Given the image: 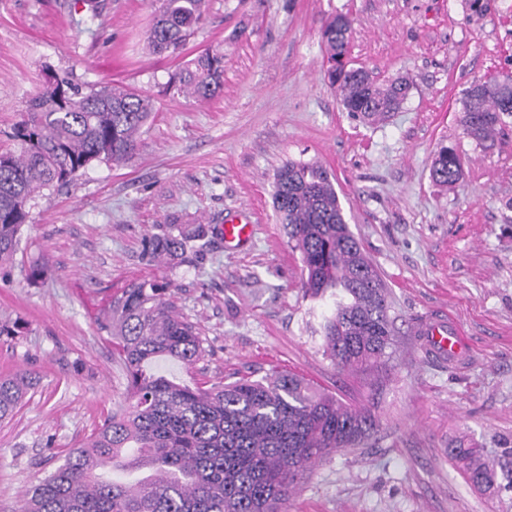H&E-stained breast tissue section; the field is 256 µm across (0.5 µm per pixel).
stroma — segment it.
<instances>
[{"label": "stroma", "instance_id": "stroma-1", "mask_svg": "<svg viewBox=\"0 0 512 512\" xmlns=\"http://www.w3.org/2000/svg\"><path fill=\"white\" fill-rule=\"evenodd\" d=\"M0 0V148L46 68L82 84L123 83L153 97L137 148L38 197L14 266L0 274V376L37 379L0 421V512L65 453L127 409V378L96 319L135 278L170 285L206 354L155 372L206 386L272 371L304 377L375 420L370 437L307 471L286 512H512V488L473 489L448 444L512 448V118L479 143L460 124L476 81L512 78V0H209L182 56L150 54L163 0ZM352 20L350 60L382 80L408 77L402 111L379 122L345 112L323 80L324 22ZM224 54V88L198 100L167 86L185 58ZM464 176L433 184L440 145ZM319 161L336 177L345 219L388 286L395 351L379 378L340 370L320 334L326 302L302 287L299 250L276 221L271 184L288 161ZM254 226L224 248L226 218ZM210 225L203 252L155 264L146 238ZM43 283L25 278L30 261ZM459 326L464 360L426 353L423 320Z\"/></svg>", "mask_w": 512, "mask_h": 512}]
</instances>
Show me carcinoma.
Instances as JSON below:
<instances>
[{"label": "carcinoma", "instance_id": "1", "mask_svg": "<svg viewBox=\"0 0 512 512\" xmlns=\"http://www.w3.org/2000/svg\"><path fill=\"white\" fill-rule=\"evenodd\" d=\"M207 0H165L148 36L154 54H182L205 18ZM352 20L330 17L322 28L324 80L343 109L366 122L402 109L412 90L405 77L380 80L348 60ZM224 54L207 50L187 61L170 85L187 97L211 99L223 89ZM152 99L108 82L83 91L67 74L52 73L29 102L0 151V272L12 267L30 221L31 202L66 185L95 163L132 157L150 119ZM512 116V86L476 82L463 101L469 137H492ZM430 176L441 186L462 177L461 159L447 145L435 153ZM273 207L307 271L306 293L330 297L321 325L324 353L338 368L372 375L391 357L393 319L385 282L345 220L331 173L317 163L283 164L274 174ZM198 224L151 236L143 256L159 262L204 241ZM126 369L129 409L104 421L63 462L30 486L17 512H282L309 467L337 448L354 447L374 419L314 388L303 377L274 371L211 388L192 387L153 371L161 359L193 367L205 353L196 326L170 300L168 284L133 281L112 294L97 318ZM25 372L0 377V420L33 389ZM448 460L465 481L490 491L512 467L475 444H450Z\"/></svg>", "mask_w": 512, "mask_h": 512}]
</instances>
